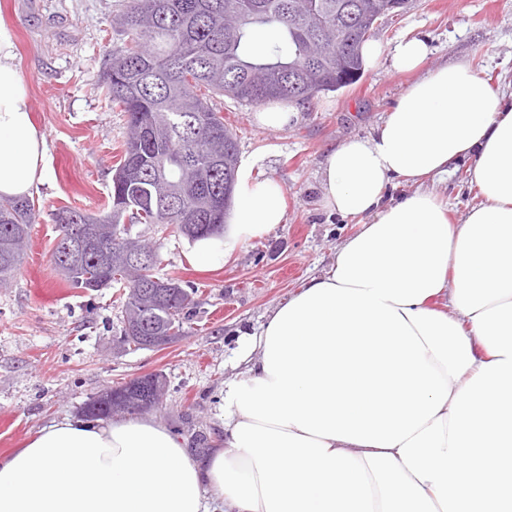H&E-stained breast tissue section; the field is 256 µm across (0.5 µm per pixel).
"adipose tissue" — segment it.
Here are the masks:
<instances>
[{"mask_svg":"<svg viewBox=\"0 0 512 512\" xmlns=\"http://www.w3.org/2000/svg\"><path fill=\"white\" fill-rule=\"evenodd\" d=\"M45 152L0 30V196L30 195ZM465 159L483 200L455 224L425 184ZM319 176L364 222L241 341L221 449L202 465L156 421L65 417L0 460V512H512V107L444 64ZM397 179L416 189L386 203ZM236 195L201 264L284 223L251 166Z\"/></svg>","mask_w":512,"mask_h":512,"instance_id":"adipose-tissue-1","label":"adipose tissue"}]
</instances>
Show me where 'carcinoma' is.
<instances>
[{"label": "carcinoma", "instance_id": "obj_1", "mask_svg": "<svg viewBox=\"0 0 512 512\" xmlns=\"http://www.w3.org/2000/svg\"><path fill=\"white\" fill-rule=\"evenodd\" d=\"M393 0H128L112 17L118 39L99 84L126 116L127 136L112 177L108 215L72 208L55 215L59 234L71 225L83 236L67 252L57 242L56 268L74 288H113L124 311L121 342L145 348L143 337L180 335L191 293L157 286L156 245L131 234L135 224L173 226L191 240L220 233L230 210L238 169L235 134L224 125L217 96L261 106L305 105L319 94L354 84L361 49ZM237 26H224V16ZM272 35L253 52L256 32ZM215 157L224 158L221 168ZM36 218L26 197L0 198V283L14 277ZM152 255L131 278L132 252ZM154 376L137 378L89 400L80 410L92 420L135 405L161 404Z\"/></svg>", "mask_w": 512, "mask_h": 512}]
</instances>
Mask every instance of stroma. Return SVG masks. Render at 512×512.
Here are the masks:
<instances>
[{
    "label": "stroma",
    "mask_w": 512,
    "mask_h": 512,
    "mask_svg": "<svg viewBox=\"0 0 512 512\" xmlns=\"http://www.w3.org/2000/svg\"><path fill=\"white\" fill-rule=\"evenodd\" d=\"M122 2L0 0V28L16 47L32 117L47 144L23 263L10 283L0 284V458L52 420L78 416L90 399L157 373L165 395L150 418L181 434L195 459L205 461L220 439L224 381L239 336L259 331L269 312L326 271L337 247L360 228V218L324 209L319 170L341 142L369 137L415 81L392 66L397 42L423 39L428 70L469 62L512 106V0H409L379 20L373 41L383 52L365 63L359 81L298 107L287 127H258L254 106L218 99L240 161L251 164L255 181L281 186L287 219L207 268L194 262L195 244L171 228L137 225L158 245L156 274L182 281L194 294L182 336L162 349H127L118 343L122 308L111 289L71 287L51 257L54 213L62 207L102 213L112 189L126 117L113 111L98 83ZM426 188L455 220L481 200L462 165Z\"/></svg>",
    "instance_id": "35a3bbf8"
}]
</instances>
